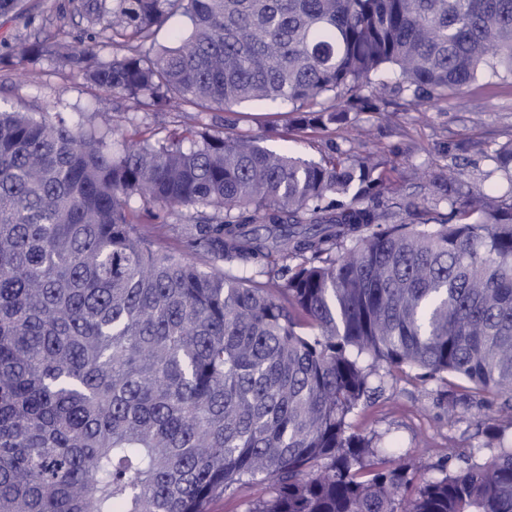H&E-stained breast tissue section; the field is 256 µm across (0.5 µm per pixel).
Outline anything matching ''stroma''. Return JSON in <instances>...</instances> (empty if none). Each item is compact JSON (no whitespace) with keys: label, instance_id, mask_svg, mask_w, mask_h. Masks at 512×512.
Returning a JSON list of instances; mask_svg holds the SVG:
<instances>
[{"label":"stroma","instance_id":"stroma-1","mask_svg":"<svg viewBox=\"0 0 512 512\" xmlns=\"http://www.w3.org/2000/svg\"><path fill=\"white\" fill-rule=\"evenodd\" d=\"M64 27L71 42L88 40L84 21L71 13L70 0H25L16 17H0V103L48 117L63 115L70 123L89 127L101 114L113 116L120 133L131 142H163L188 132L222 130L233 122L236 132L259 137L264 147L317 160L331 147L353 155L371 154L382 160L397 189L413 193L426 204V180L457 167L473 189L499 187L502 175L493 174V151L512 141V80L503 84L476 82L461 98L414 105L407 93L383 91L395 121L374 112H354L347 124L329 131L310 130L304 136H264L267 125L285 126L288 105L255 101L231 111L171 113L125 111L115 98L98 92L51 56L17 62V44L32 43ZM446 389L431 382L419 384L407 376H388L376 403L351 419L355 433L373 434L387 455L416 463L424 476L436 475L437 464L450 449H474V460L492 459L482 428L495 418L491 407L462 408L455 420L446 416Z\"/></svg>","mask_w":512,"mask_h":512}]
</instances>
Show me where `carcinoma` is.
<instances>
[{"label": "carcinoma", "instance_id": "cac0c4a2", "mask_svg": "<svg viewBox=\"0 0 512 512\" xmlns=\"http://www.w3.org/2000/svg\"><path fill=\"white\" fill-rule=\"evenodd\" d=\"M71 5L88 43L16 58L53 54L137 109L279 101L328 130L381 111L386 71L415 102L512 78V0ZM192 142L117 148L0 105V512H207L258 478L246 512H512L502 429L490 461L457 448L429 479L350 431L382 367L443 383L450 419L495 402L512 428V142L506 187L441 173L423 209L368 157L227 126ZM137 201L179 250L141 233Z\"/></svg>", "mask_w": 512, "mask_h": 512}]
</instances>
